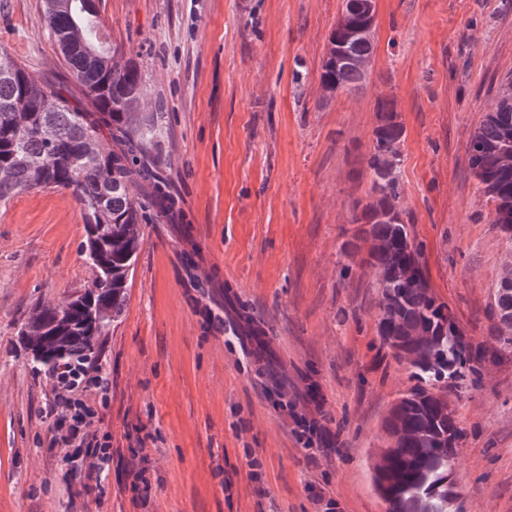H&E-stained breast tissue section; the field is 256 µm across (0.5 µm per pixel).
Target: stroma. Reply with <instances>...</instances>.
Instances as JSON below:
<instances>
[{
    "label": "stroma",
    "instance_id": "obj_1",
    "mask_svg": "<svg viewBox=\"0 0 512 512\" xmlns=\"http://www.w3.org/2000/svg\"><path fill=\"white\" fill-rule=\"evenodd\" d=\"M342 0H99L118 65H135V122L183 223L146 221L121 316L95 363L91 433L109 436L102 485L73 476L44 412L54 379L18 331L36 307L91 288L70 190L0 203V512H384L373 466L384 421L415 384L378 336L374 276L344 244L367 200L377 104L403 127L404 220L432 291L474 339L512 264L466 145L512 76V0H376L362 89L320 74ZM0 50L64 82L44 0H0ZM464 441L461 512H512V359L449 393ZM264 464L254 481L250 458ZM151 485L131 487L132 468Z\"/></svg>",
    "mask_w": 512,
    "mask_h": 512
}]
</instances>
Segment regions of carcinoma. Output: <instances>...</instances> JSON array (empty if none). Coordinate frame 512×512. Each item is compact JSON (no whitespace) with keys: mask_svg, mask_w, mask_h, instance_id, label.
Returning <instances> with one entry per match:
<instances>
[{"mask_svg":"<svg viewBox=\"0 0 512 512\" xmlns=\"http://www.w3.org/2000/svg\"><path fill=\"white\" fill-rule=\"evenodd\" d=\"M49 34L70 70L71 82L86 100L81 105L68 88L53 89L42 78L0 51V202L30 189L68 188L80 205L85 239L81 253L94 273L92 288L57 305H43L18 335L33 369L51 378L63 361L86 360L125 304L126 280L139 245L138 224L182 220L166 178L149 163L157 132L135 124L142 94L136 66L113 63L116 48L99 37L97 0H45ZM367 75L324 58L321 84L357 89ZM373 146L365 158L371 173L369 201L354 204L352 223L359 233L347 253L367 248L366 267L381 293L379 336L398 359L407 361L417 380L392 406L388 434L397 446L381 450L374 465L376 488L390 499L393 512H448V472L460 448L451 441L462 432L448 397L430 389L445 381L451 390L482 384L487 365L512 342V269L490 295L489 338L461 346L446 329L451 310L431 288H413L410 279L425 274L421 250L411 239L401 208L398 178L403 127L393 105L381 100ZM109 133L111 146L104 144ZM512 77L500 87L466 146L471 174L494 204L490 223L512 245Z\"/></svg>","mask_w":512,"mask_h":512,"instance_id":"cac0c4a2","label":"carcinoma"}]
</instances>
